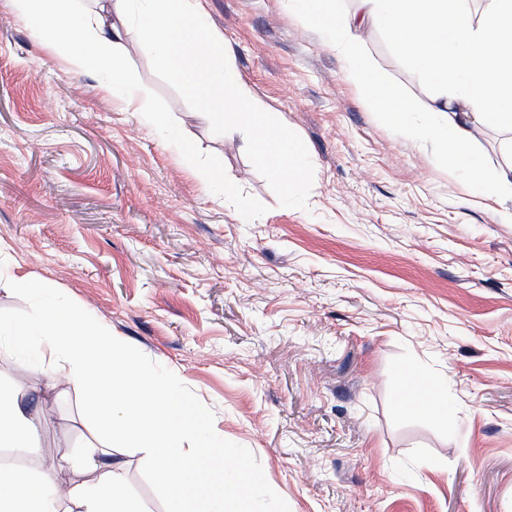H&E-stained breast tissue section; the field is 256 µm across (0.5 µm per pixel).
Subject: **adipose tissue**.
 <instances>
[{"label": "adipose tissue", "mask_w": 512, "mask_h": 512, "mask_svg": "<svg viewBox=\"0 0 512 512\" xmlns=\"http://www.w3.org/2000/svg\"><path fill=\"white\" fill-rule=\"evenodd\" d=\"M8 5L51 57L75 71L106 73V90L159 126L165 118L151 110L115 59L120 24L135 23L138 49L163 53L168 72L177 79L187 67H206L213 49L224 45L223 35L207 25L201 0H93L89 5L82 0H8ZM319 16L350 78L383 99L388 122L400 123L411 105L379 83L364 59L360 32L366 23H382L397 48L436 84L431 111L438 123L422 134L444 147L448 165L469 156L474 132L483 124L512 131V0H489L477 17L465 9L464 0H356L349 15L340 12L338 0H321ZM224 83L220 110L212 104L210 84L191 86L201 118L225 113L229 126L255 130L253 146L276 158L279 179L287 184L299 178L301 157L278 120L255 105L250 86L239 75L225 72ZM452 85L462 86L463 94H449ZM20 283L42 307L35 321L10 326L9 335L21 348L37 338L39 359L53 365L60 383L84 395L104 445L86 451L85 468L98 475L90 485L64 490L54 469L34 479L1 468L0 512H57L63 497L71 503L69 512H143L126 489L121 463L106 460L109 449L132 445L146 449V462L166 490L169 512H193L191 489L208 470L209 452L192 448L191 411L172 382L144 368L111 328L86 309L55 301L47 281L25 276ZM20 398L19 392L0 388V446L34 451L39 447L36 428Z\"/></svg>", "instance_id": "adipose-tissue-1"}]
</instances>
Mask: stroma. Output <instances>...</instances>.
I'll return each instance as SVG.
<instances>
[{"label":"stroma","mask_w":512,"mask_h":512,"mask_svg":"<svg viewBox=\"0 0 512 512\" xmlns=\"http://www.w3.org/2000/svg\"><path fill=\"white\" fill-rule=\"evenodd\" d=\"M229 65L306 158L283 185L254 133L206 121L155 55L125 63L192 146L176 153L101 89L46 55L0 0V321L35 318L18 275L91 310L142 364L167 370L220 442L202 512H512V223L448 166L425 126L435 87L371 24L377 79L414 103L406 126L347 77L319 19L289 0H204ZM215 163L239 195L218 203ZM448 380L453 412L403 409L407 372ZM0 342V386L22 391L39 470L92 439L80 392ZM144 512L166 494L119 448ZM245 460L258 498L224 496ZM410 472L406 483L396 469Z\"/></svg>","instance_id":"obj_1"}]
</instances>
